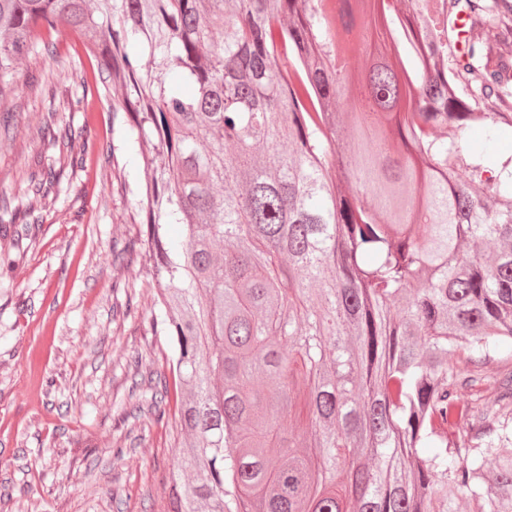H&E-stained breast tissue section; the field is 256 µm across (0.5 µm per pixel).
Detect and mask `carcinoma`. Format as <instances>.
<instances>
[{"label": "carcinoma", "instance_id": "carcinoma-1", "mask_svg": "<svg viewBox=\"0 0 512 512\" xmlns=\"http://www.w3.org/2000/svg\"><path fill=\"white\" fill-rule=\"evenodd\" d=\"M396 2L0 0V96L78 32L164 158L132 245L172 351L167 512H512V170L461 144L512 110V0ZM56 180L37 160L0 234Z\"/></svg>", "mask_w": 512, "mask_h": 512}]
</instances>
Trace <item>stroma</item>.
Here are the masks:
<instances>
[{
    "label": "stroma",
    "mask_w": 512,
    "mask_h": 512,
    "mask_svg": "<svg viewBox=\"0 0 512 512\" xmlns=\"http://www.w3.org/2000/svg\"><path fill=\"white\" fill-rule=\"evenodd\" d=\"M57 40L60 54L21 61L15 96L0 98L14 127L0 143V197L13 207L25 208L31 166L54 152L40 126L83 130L88 145L41 222L0 235L14 261L0 274V512H164L180 448L151 393L170 378L168 348L149 324L152 265L127 249L162 161L111 100L69 110L88 88L87 56L82 37Z\"/></svg>",
    "instance_id": "stroma-1"
}]
</instances>
